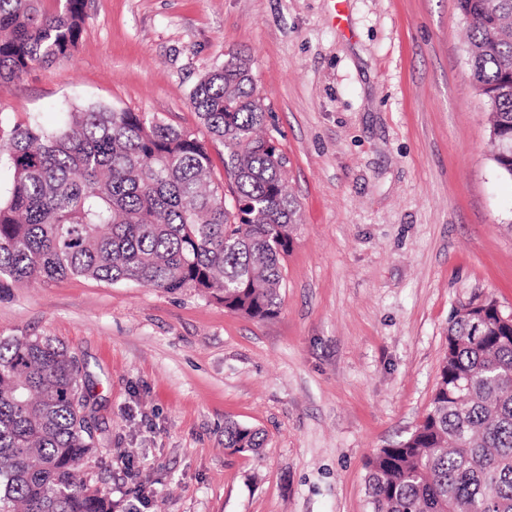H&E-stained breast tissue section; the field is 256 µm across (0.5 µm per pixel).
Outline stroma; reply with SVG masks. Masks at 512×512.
<instances>
[{"mask_svg": "<svg viewBox=\"0 0 512 512\" xmlns=\"http://www.w3.org/2000/svg\"><path fill=\"white\" fill-rule=\"evenodd\" d=\"M73 55L0 89V129L89 103L208 134L190 92L250 56L300 223L277 317L64 278L0 290V335L95 380L83 470L120 512H368L366 462L426 413L448 323L512 312V182L489 155L456 0H89ZM260 432L224 447V423ZM262 445L260 433L235 421L224 423V447L234 453H254Z\"/></svg>", "mask_w": 512, "mask_h": 512, "instance_id": "stroma-1", "label": "stroma"}]
</instances>
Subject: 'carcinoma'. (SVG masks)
<instances>
[{"label":"carcinoma","instance_id":"obj_1","mask_svg":"<svg viewBox=\"0 0 512 512\" xmlns=\"http://www.w3.org/2000/svg\"><path fill=\"white\" fill-rule=\"evenodd\" d=\"M469 23L473 90L487 106L491 160L512 181V0H457ZM87 0H0V87L68 59ZM249 56L204 74L190 103L224 146L218 178L195 133L145 112L88 105L54 128L0 137L13 184L0 198V288L84 277L195 291L253 320L279 313L298 224L286 165L263 132ZM79 357L49 336H0V512H113L81 470L99 452ZM224 447L260 433L224 423ZM370 512H512V321L497 302L450 319L431 404L367 463Z\"/></svg>","mask_w":512,"mask_h":512}]
</instances>
